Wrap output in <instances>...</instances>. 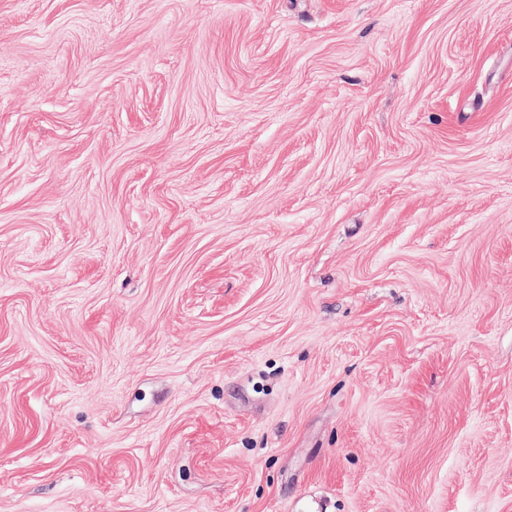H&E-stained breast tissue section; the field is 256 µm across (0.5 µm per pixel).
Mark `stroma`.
I'll return each mask as SVG.
<instances>
[{
	"label": "stroma",
	"instance_id": "1",
	"mask_svg": "<svg viewBox=\"0 0 512 512\" xmlns=\"http://www.w3.org/2000/svg\"><path fill=\"white\" fill-rule=\"evenodd\" d=\"M0 512H512V0H0Z\"/></svg>",
	"mask_w": 512,
	"mask_h": 512
}]
</instances>
